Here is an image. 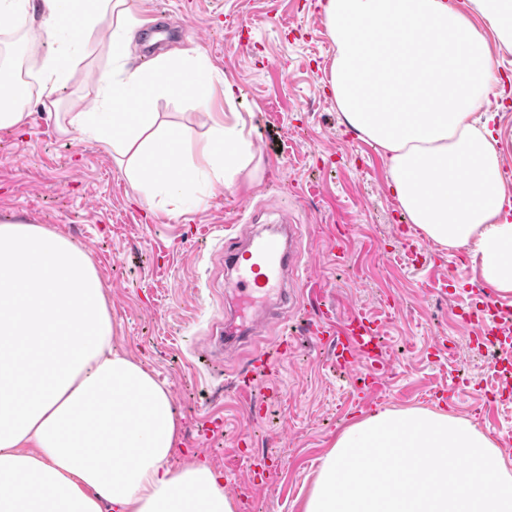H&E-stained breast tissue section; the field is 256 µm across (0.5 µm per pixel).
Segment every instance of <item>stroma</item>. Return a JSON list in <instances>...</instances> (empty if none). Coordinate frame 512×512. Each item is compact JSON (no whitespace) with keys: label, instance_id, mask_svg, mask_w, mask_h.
Returning a JSON list of instances; mask_svg holds the SVG:
<instances>
[{"label":"stroma","instance_id":"stroma-1","mask_svg":"<svg viewBox=\"0 0 512 512\" xmlns=\"http://www.w3.org/2000/svg\"><path fill=\"white\" fill-rule=\"evenodd\" d=\"M140 23L131 63L143 65L157 22L183 26L168 52L196 50L241 89L261 160L258 176L237 189L200 180L203 197L177 215L162 201L146 205L104 145L62 134L42 106L31 105L24 132L0 129V222L58 229L92 258L104 285L114 340L170 390L181 426L172 458L193 456L235 470L224 492L238 512H300L320 460L336 435L378 407L443 409L471 419L512 461V374L498 375L512 345L480 347L460 315L488 287L465 248L428 243L431 260H409L404 239L415 225L397 222L384 161L347 133L325 84L335 48L316 0H139ZM112 66L104 45L65 84L60 111L94 96L86 70ZM160 122L190 139L206 137L209 121L190 94L154 98ZM289 211L302 226V273L312 300L338 319L362 311L382 329L386 365L372 397H360L332 366L330 349L300 340L259 397L264 419L249 420L227 383L254 345L226 358L211 356V338L235 303L216 232L250 236ZM351 231L348 261L335 260L338 234ZM456 384L458 396L444 392ZM279 460L262 483L252 482L245 457Z\"/></svg>","mask_w":512,"mask_h":512}]
</instances>
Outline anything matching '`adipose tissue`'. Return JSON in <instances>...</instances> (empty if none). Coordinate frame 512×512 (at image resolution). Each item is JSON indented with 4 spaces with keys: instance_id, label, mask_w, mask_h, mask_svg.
Segmentation results:
<instances>
[{
    "instance_id": "adipose-tissue-1",
    "label": "adipose tissue",
    "mask_w": 512,
    "mask_h": 512,
    "mask_svg": "<svg viewBox=\"0 0 512 512\" xmlns=\"http://www.w3.org/2000/svg\"><path fill=\"white\" fill-rule=\"evenodd\" d=\"M335 47L328 84L346 126L380 150L410 223L466 247L482 277L512 294V198L499 137L478 114L500 79L489 42L512 46V0H319ZM70 49L41 62L39 101L58 107L74 62L101 43L113 71L85 74L98 94L63 116L125 158L133 189L184 214L200 173L225 189L254 179L238 87L200 56L129 63L138 0H0ZM227 112L214 109V83ZM191 89L206 138L158 123L154 95ZM428 102L412 113L408 104ZM136 111H128V104ZM112 314L89 254L66 234L0 223V512H237L224 475L194 459L173 468L180 423L165 383L113 341ZM301 512H512V469L468 419L379 408L344 427L321 459Z\"/></svg>"
}]
</instances>
